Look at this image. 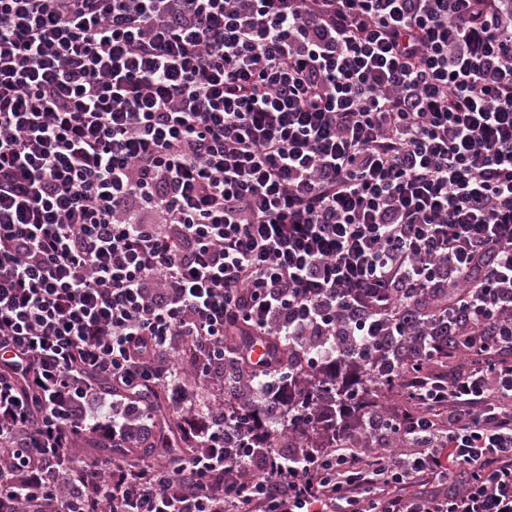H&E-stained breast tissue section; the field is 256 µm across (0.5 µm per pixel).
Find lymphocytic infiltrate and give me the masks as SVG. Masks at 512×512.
<instances>
[{
	"mask_svg": "<svg viewBox=\"0 0 512 512\" xmlns=\"http://www.w3.org/2000/svg\"><path fill=\"white\" fill-rule=\"evenodd\" d=\"M0 512H512V0H0ZM380 384L385 386L374 391L378 405L373 407L375 402L371 400L372 386L375 388ZM387 385L386 382L375 379L364 367L358 366L347 367L334 376H322L318 382L309 386L305 383L303 387L291 384L288 386V400L285 404L287 410L283 414L284 420L281 425L288 427L289 433L303 436L315 429L309 424L310 413L321 408L331 410L334 426L330 429L335 432L338 419L340 423L343 422L346 412L350 409V401H356L363 407H373L367 410L401 416L405 410H410V406L397 385ZM288 432L281 434V448H293L296 443V438Z\"/></svg>",
	"mask_w": 512,
	"mask_h": 512,
	"instance_id": "lymphocytic-infiltrate-1",
	"label": "lymphocytic infiltrate"
}]
</instances>
